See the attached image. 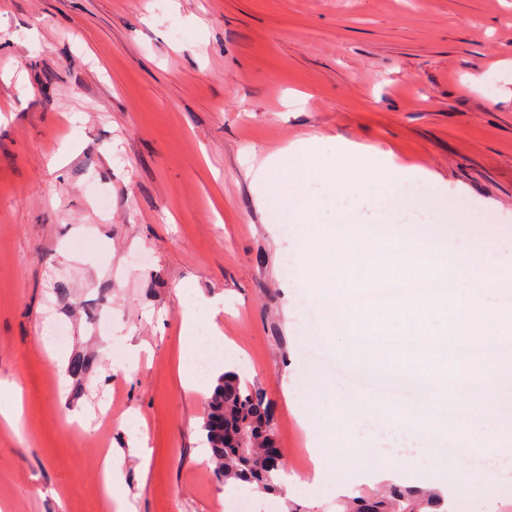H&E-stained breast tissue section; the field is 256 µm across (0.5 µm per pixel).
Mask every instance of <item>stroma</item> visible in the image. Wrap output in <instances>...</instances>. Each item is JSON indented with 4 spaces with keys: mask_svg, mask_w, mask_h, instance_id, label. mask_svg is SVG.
Here are the masks:
<instances>
[{
    "mask_svg": "<svg viewBox=\"0 0 512 512\" xmlns=\"http://www.w3.org/2000/svg\"><path fill=\"white\" fill-rule=\"evenodd\" d=\"M300 139L324 165L379 147L417 185L349 174L318 223L464 220L459 248L493 233L512 254V0H0V401L23 410L0 429V512H221L206 402L180 381L203 345L249 360L290 477L327 446L350 492L402 467L370 404L342 411L386 372L323 344L292 277L306 229L260 212L240 164ZM78 353L96 362L76 380ZM293 369L335 387L287 399ZM448 512H512V470Z\"/></svg>",
    "mask_w": 512,
    "mask_h": 512,
    "instance_id": "35a3bbf8",
    "label": "stroma"
}]
</instances>
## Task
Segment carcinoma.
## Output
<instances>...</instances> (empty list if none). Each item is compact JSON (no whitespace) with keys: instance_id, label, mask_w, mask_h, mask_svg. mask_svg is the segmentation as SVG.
Returning a JSON list of instances; mask_svg holds the SVG:
<instances>
[{"instance_id":"carcinoma-1","label":"carcinoma","mask_w":512,"mask_h":512,"mask_svg":"<svg viewBox=\"0 0 512 512\" xmlns=\"http://www.w3.org/2000/svg\"><path fill=\"white\" fill-rule=\"evenodd\" d=\"M226 418L225 434L215 433L212 418ZM203 443L217 464L224 484L249 485L266 493L278 490L283 466L269 464L267 449L275 447L273 416L263 390L234 371L216 380L201 427ZM440 504L419 490L394 487L388 495H359L344 502V512H422Z\"/></svg>"}]
</instances>
